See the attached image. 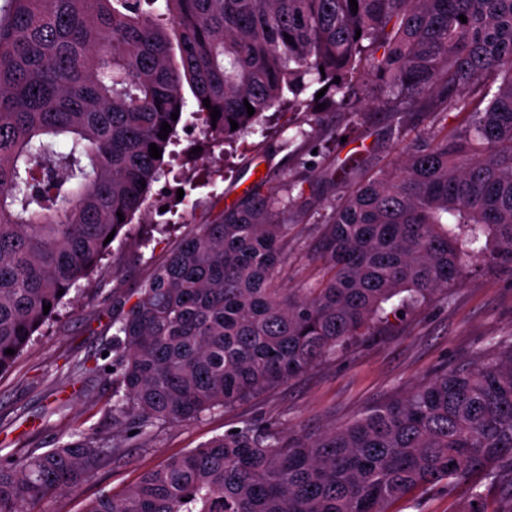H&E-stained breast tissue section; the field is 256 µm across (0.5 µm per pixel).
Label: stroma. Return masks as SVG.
<instances>
[{"label":"stroma","instance_id":"35a3bbf8","mask_svg":"<svg viewBox=\"0 0 512 512\" xmlns=\"http://www.w3.org/2000/svg\"><path fill=\"white\" fill-rule=\"evenodd\" d=\"M177 128L163 173L151 189L144 215L135 216L112 243L101 266L72 288L56 322L36 334L9 371L0 374V459L22 448L57 447L71 429L112 435V320L188 233L208 223L237 192L257 185L296 182L304 195L284 219L293 243L278 274L283 288H300L322 272L314 247L322 204L338 187L301 167L310 144L294 139L289 115L270 111L278 137L255 131L232 147L213 146L193 116ZM343 141L340 159L358 157L371 171L394 167L402 158L389 138L391 113L372 111L359 121L329 113ZM289 148H281V141ZM512 339V273L467 268L460 283L424 304L402 310L371 336L330 356L308 372L233 408L215 410L177 426H162L149 440L126 441L119 459L96 471L78 488L31 505L30 512H84L105 492L117 493L145 471L237 427L276 425L288 434H316L340 427L393 395L405 394L450 368L471 367L496 356V341ZM395 512H474L467 486L416 492Z\"/></svg>","mask_w":512,"mask_h":512}]
</instances>
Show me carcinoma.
<instances>
[{
    "label": "carcinoma",
    "mask_w": 512,
    "mask_h": 512,
    "mask_svg": "<svg viewBox=\"0 0 512 512\" xmlns=\"http://www.w3.org/2000/svg\"><path fill=\"white\" fill-rule=\"evenodd\" d=\"M357 4L0 5V373L147 201L162 164L149 145L165 153L173 143L183 84L218 145L273 107L310 108L301 95L314 83L340 114L395 113L391 137L405 144L398 166L373 175L353 157L326 162L317 144L320 160L302 162L344 188L323 205V275L305 288L275 280L294 183L285 198L256 186L187 235L112 320V443L76 428L56 448L0 460V512L77 488L119 454L130 425L148 436L301 376L388 321L397 296V311L421 304L474 262L512 272V0ZM367 71L383 86L372 103L359 93ZM450 112L462 116L452 129ZM505 467L512 344L343 428L226 432L84 512H389L427 486L467 482L478 500L481 481Z\"/></svg>",
    "instance_id": "obj_1"
}]
</instances>
